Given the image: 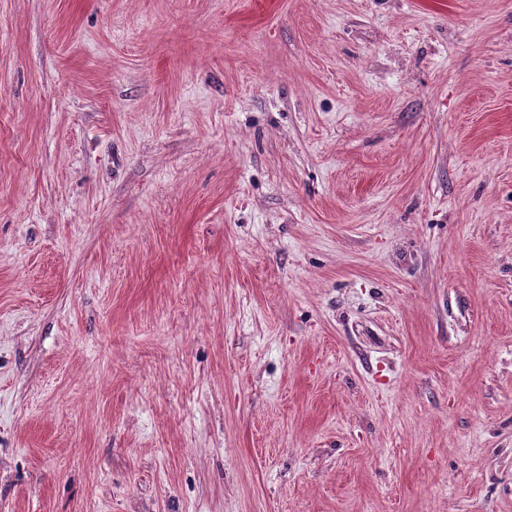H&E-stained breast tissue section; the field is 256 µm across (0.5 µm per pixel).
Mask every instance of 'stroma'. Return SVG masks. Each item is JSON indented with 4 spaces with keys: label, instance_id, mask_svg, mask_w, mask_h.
I'll return each mask as SVG.
<instances>
[{
    "label": "stroma",
    "instance_id": "1",
    "mask_svg": "<svg viewBox=\"0 0 512 512\" xmlns=\"http://www.w3.org/2000/svg\"><path fill=\"white\" fill-rule=\"evenodd\" d=\"M0 512H512V0H0Z\"/></svg>",
    "mask_w": 512,
    "mask_h": 512
}]
</instances>
